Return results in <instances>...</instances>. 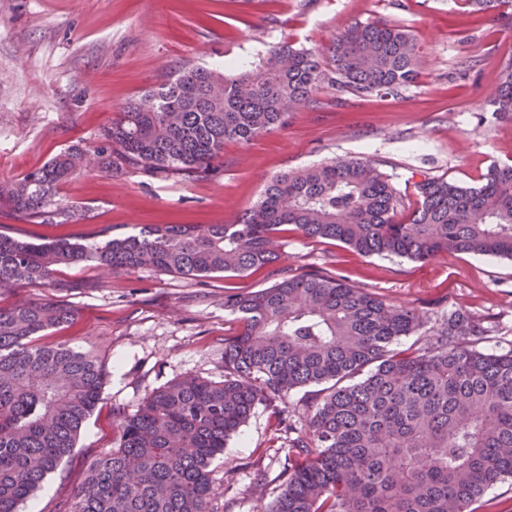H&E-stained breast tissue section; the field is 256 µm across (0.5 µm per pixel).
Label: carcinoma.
<instances>
[{"label": "carcinoma", "mask_w": 512, "mask_h": 512, "mask_svg": "<svg viewBox=\"0 0 512 512\" xmlns=\"http://www.w3.org/2000/svg\"><path fill=\"white\" fill-rule=\"evenodd\" d=\"M314 54L283 45L238 73L186 64L127 102L93 146L72 145L19 181L0 207L33 223L68 221L54 189L86 170L119 166L207 177L224 142L284 126L324 82L359 95L391 94L417 74L406 30L354 24ZM495 112L512 120V71ZM399 220L400 192L369 161L336 158L273 176L234 224H151L91 244L21 241L0 233V288L44 281L56 267L94 262L112 271L182 276L244 273L274 263L275 234L292 228L365 256L425 261L441 251L512 259V164L477 186L423 177ZM238 333L224 340V379L186 375L123 417L121 447L69 491L67 512H210V464L254 408L326 385L304 430L288 439L284 481L269 512H474L512 478V350L482 351L487 330L454 311L423 352L393 345L426 314L340 277L287 276L224 297ZM73 311L51 302L0 310V512H18L75 448L101 400L104 373L67 344L37 340Z\"/></svg>", "instance_id": "cac0c4a2"}]
</instances>
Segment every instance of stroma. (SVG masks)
I'll use <instances>...</instances> for the list:
<instances>
[{
    "instance_id": "obj_1",
    "label": "stroma",
    "mask_w": 512,
    "mask_h": 512,
    "mask_svg": "<svg viewBox=\"0 0 512 512\" xmlns=\"http://www.w3.org/2000/svg\"><path fill=\"white\" fill-rule=\"evenodd\" d=\"M406 29L420 47L419 78L398 94L358 96L323 84L314 101L250 143L228 142L217 172L148 175L97 169L61 184L77 220L34 224L0 208V232L28 241L86 243L147 224H231L271 177L352 157L372 161L416 205L422 177L478 185L490 165L512 164V121L491 102L512 69V5L480 13L462 0H0V182L22 179L73 144L95 143L114 112L185 63L248 67L275 47L318 50L355 23ZM280 259L244 274L193 279L154 270L113 273L92 262L51 279L0 288V309L62 303L72 319L41 344L67 343L106 373L102 399L71 458L18 512H60L69 489L121 443L123 415L188 374L224 376V339L239 329L228 294L267 288L292 274L340 276L427 312L400 348L419 351L460 310L482 319L483 349H512V260L457 252L422 262L362 256L343 244L285 234ZM318 386L255 408L211 465L212 512H265L283 478L287 411L306 416Z\"/></svg>"
}]
</instances>
